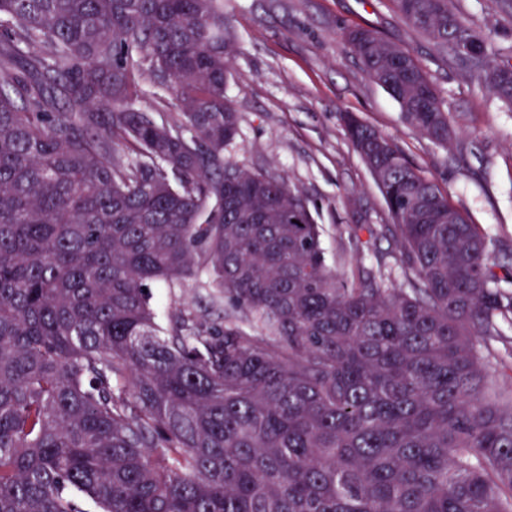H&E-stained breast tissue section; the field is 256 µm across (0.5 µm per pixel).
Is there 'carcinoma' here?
I'll return each mask as SVG.
<instances>
[{"label": "carcinoma", "mask_w": 512, "mask_h": 512, "mask_svg": "<svg viewBox=\"0 0 512 512\" xmlns=\"http://www.w3.org/2000/svg\"><path fill=\"white\" fill-rule=\"evenodd\" d=\"M393 2L512 106V45ZM343 40L448 147L418 60ZM233 52L222 0H0V512H512L494 243L346 115L410 287L337 272L304 196L224 159ZM147 72L177 115L134 106Z\"/></svg>", "instance_id": "obj_1"}]
</instances>
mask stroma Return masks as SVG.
<instances>
[{"label": "stroma", "instance_id": "35a3bbf8", "mask_svg": "<svg viewBox=\"0 0 512 512\" xmlns=\"http://www.w3.org/2000/svg\"><path fill=\"white\" fill-rule=\"evenodd\" d=\"M480 31L512 44V15L498 0H453ZM235 51L225 95L238 114L239 135L224 157L249 171L286 178L326 230L329 253L346 265L396 264L392 218L345 135L352 114L391 139L461 210L512 255V109L492 97L477 72L446 59L398 15L392 0H224ZM371 27L411 51L440 90L453 130L448 147L421 136L398 103L373 82L342 40ZM363 225L352 235L354 225Z\"/></svg>", "mask_w": 512, "mask_h": 512}]
</instances>
